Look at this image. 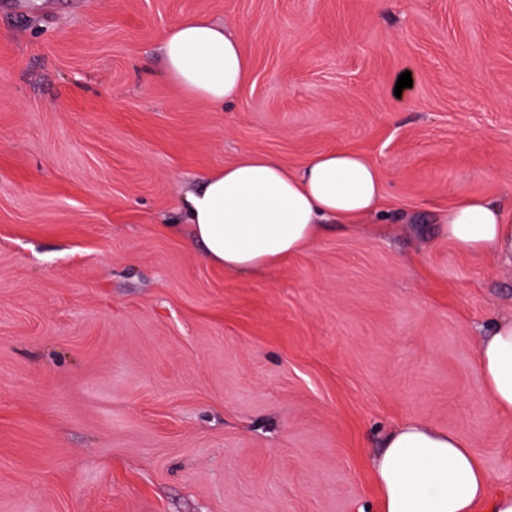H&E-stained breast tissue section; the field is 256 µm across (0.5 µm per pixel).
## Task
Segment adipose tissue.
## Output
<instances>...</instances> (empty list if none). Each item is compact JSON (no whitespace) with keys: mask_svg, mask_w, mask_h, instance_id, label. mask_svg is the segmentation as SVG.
Wrapping results in <instances>:
<instances>
[{"mask_svg":"<svg viewBox=\"0 0 512 512\" xmlns=\"http://www.w3.org/2000/svg\"><path fill=\"white\" fill-rule=\"evenodd\" d=\"M161 49L168 79L188 97L221 108L247 83L251 63L235 31L199 13L179 18ZM379 169L358 153L327 150L289 169L267 154H245L208 173L185 201V219L209 263L259 270L306 253L329 224L383 216ZM463 254L512 263V217L473 196L439 218ZM477 362L493 408L512 414V318L489 324ZM380 512H512V494H491V477L454 431L408 418L387 433L371 461Z\"/></svg>","mask_w":512,"mask_h":512,"instance_id":"1","label":"adipose tissue"}]
</instances>
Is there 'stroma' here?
Returning <instances> with one entry per match:
<instances>
[{
  "label": "stroma",
  "instance_id": "stroma-1",
  "mask_svg": "<svg viewBox=\"0 0 512 512\" xmlns=\"http://www.w3.org/2000/svg\"><path fill=\"white\" fill-rule=\"evenodd\" d=\"M196 13L252 62L221 110L163 70ZM334 148L387 220L258 271L190 246L204 174ZM470 196L512 208V0H0V512H379L404 418L512 493L476 364L512 266L436 224Z\"/></svg>",
  "mask_w": 512,
  "mask_h": 512
}]
</instances>
